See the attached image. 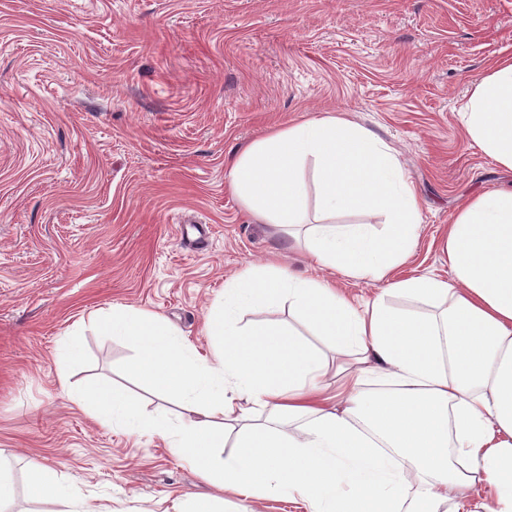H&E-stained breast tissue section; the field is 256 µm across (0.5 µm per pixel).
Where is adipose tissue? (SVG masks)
<instances>
[{
  "mask_svg": "<svg viewBox=\"0 0 512 512\" xmlns=\"http://www.w3.org/2000/svg\"><path fill=\"white\" fill-rule=\"evenodd\" d=\"M465 136L512 172V59L494 63L458 114ZM312 173L314 194L304 187ZM229 187L252 220L304 226L319 265L380 284L354 304L335 285L271 264L225 280L206 323L223 346L200 352L157 314L107 312L113 335L136 345L135 369L189 412L178 453L222 489L257 500L295 495L310 512H512V188L465 199L442 237L451 280L394 278L411 257L420 203L392 149L343 115L326 112L271 130L229 163ZM376 212L381 226L335 223ZM287 309L307 335L336 344L328 361L284 329L254 333L246 310ZM353 360L339 391L331 365ZM113 428L163 433L125 393H68ZM236 428V451L220 453ZM412 468L419 481H406ZM35 500L73 512H112L81 499L32 460ZM479 487L478 506L465 501Z\"/></svg>",
  "mask_w": 512,
  "mask_h": 512,
  "instance_id": "1",
  "label": "adipose tissue"
}]
</instances>
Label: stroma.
<instances>
[{"label": "stroma", "instance_id": "stroma-1", "mask_svg": "<svg viewBox=\"0 0 512 512\" xmlns=\"http://www.w3.org/2000/svg\"><path fill=\"white\" fill-rule=\"evenodd\" d=\"M508 55L512 0H0V449L16 512L33 506L30 457L112 512L217 495L174 451L176 401L101 311L160 314L206 352L225 279L271 259L307 272L287 229L243 214L227 160L320 112L390 146L421 200L395 277L449 278L440 242L459 204L512 185L458 119ZM197 222L208 243L184 233ZM78 321L63 382L54 354ZM69 385L122 390L169 432L114 431Z\"/></svg>", "mask_w": 512, "mask_h": 512}]
</instances>
